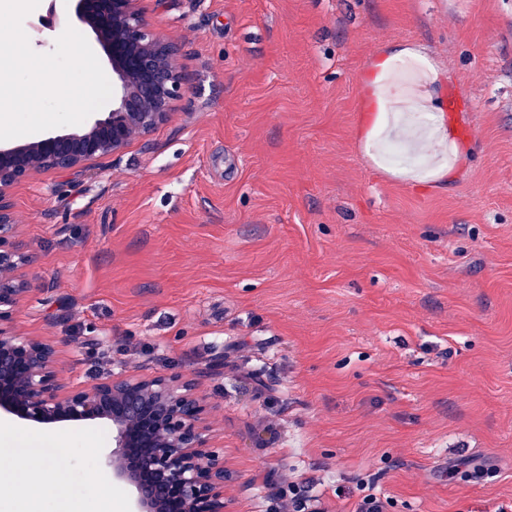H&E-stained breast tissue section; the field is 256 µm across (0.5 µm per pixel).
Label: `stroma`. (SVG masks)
<instances>
[{"instance_id": "obj_1", "label": "stroma", "mask_w": 512, "mask_h": 512, "mask_svg": "<svg viewBox=\"0 0 512 512\" xmlns=\"http://www.w3.org/2000/svg\"><path fill=\"white\" fill-rule=\"evenodd\" d=\"M142 6L188 94L120 155L12 188L35 281L16 331L54 342L68 389L193 379L236 473L230 512H272L281 482L331 512L362 482L391 512L512 504V0ZM70 25L94 40L73 0L22 23L38 53ZM414 58L428 94L475 106L459 150L421 136L423 172L383 161L385 115L362 109L367 79L399 96L377 63ZM17 439L93 440L66 474L98 512L109 424L0 426V449ZM463 456L496 476L447 478ZM66 508L0 489V512Z\"/></svg>"}]
</instances>
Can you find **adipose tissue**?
<instances>
[{
  "label": "adipose tissue",
  "instance_id": "1",
  "mask_svg": "<svg viewBox=\"0 0 512 512\" xmlns=\"http://www.w3.org/2000/svg\"><path fill=\"white\" fill-rule=\"evenodd\" d=\"M59 454L53 442L40 448H17L8 454L0 453V479L20 467L31 470L34 487H51L57 498L69 502L70 512H84L83 503L74 500L66 475L56 465Z\"/></svg>",
  "mask_w": 512,
  "mask_h": 512
}]
</instances>
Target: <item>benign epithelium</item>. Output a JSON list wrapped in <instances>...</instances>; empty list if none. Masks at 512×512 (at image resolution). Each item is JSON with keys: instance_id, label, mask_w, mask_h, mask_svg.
<instances>
[{"instance_id": "benign-epithelium-1", "label": "benign epithelium", "mask_w": 512, "mask_h": 512, "mask_svg": "<svg viewBox=\"0 0 512 512\" xmlns=\"http://www.w3.org/2000/svg\"><path fill=\"white\" fill-rule=\"evenodd\" d=\"M141 0H77L112 67V111L75 131L0 141V422L35 427L108 423L106 473L131 492L129 512H228L233 473L213 443L209 406L180 374L110 373L88 389L59 383L54 345L16 334L13 314L30 291L31 256L18 241L10 200L20 180L85 168L118 155L168 121L188 91L176 44L145 19Z\"/></svg>"}]
</instances>
